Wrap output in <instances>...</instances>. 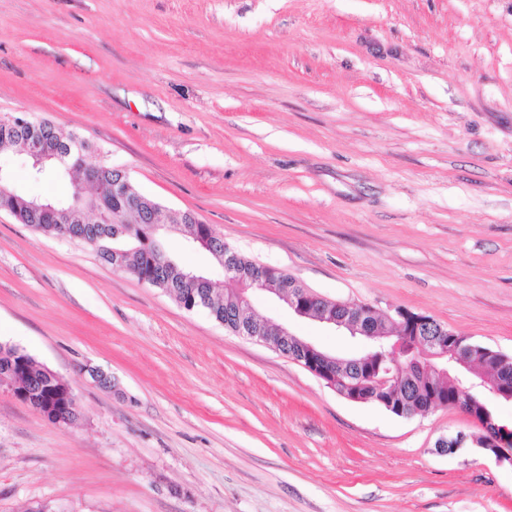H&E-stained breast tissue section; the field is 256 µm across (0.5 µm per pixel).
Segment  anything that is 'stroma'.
<instances>
[{"instance_id":"obj_1","label":"stroma","mask_w":512,"mask_h":512,"mask_svg":"<svg viewBox=\"0 0 512 512\" xmlns=\"http://www.w3.org/2000/svg\"><path fill=\"white\" fill-rule=\"evenodd\" d=\"M18 112L320 296L512 357V0H0V114ZM0 164L32 196L74 191L16 151ZM159 240L223 288L208 252ZM249 297L336 357L362 350ZM0 342L80 411L51 423L0 383V512H512V467L437 451L475 419L349 401L4 211Z\"/></svg>"}]
</instances>
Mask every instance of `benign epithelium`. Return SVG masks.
<instances>
[{
	"label": "benign epithelium",
	"instance_id": "benign-epithelium-1",
	"mask_svg": "<svg viewBox=\"0 0 512 512\" xmlns=\"http://www.w3.org/2000/svg\"><path fill=\"white\" fill-rule=\"evenodd\" d=\"M44 122L31 120L27 115L0 116V135L3 137L23 134V149L37 166L49 165L55 169L69 172L80 169L82 183L89 185L92 192L88 195L77 190L71 201H31L25 202L15 210H9L18 221H31L36 218L49 217L59 224H85L92 219L97 224L117 222V212L112 203L122 202L124 206L139 210L142 219L150 225L148 241L160 247L157 233L164 225L158 223L154 213V204L128 195L130 182L125 169L112 168V185L107 190L98 187L99 179L93 166L86 163L85 158L91 145L80 136L73 134L68 138L49 139L42 130ZM168 215V225L199 224V220L188 211L164 209ZM224 277L234 276L241 283L239 298L234 312L230 313L234 325L232 332L262 343L274 350H279L280 343L293 337L288 327L276 324L270 319L258 318L252 310L248 292L252 289L266 290L287 305L297 316L312 318L328 327L344 328L353 337L375 340L378 349L377 357L369 356L361 360L368 366L374 389L367 394L359 385L350 380L344 371V361L327 352L316 348L304 340H296L304 353L301 365L319 375L326 369L328 373L323 381L336 393L352 402L367 403L377 401L388 410L400 417L414 415L406 402L391 396L390 384L397 383L402 377H412L420 373L435 370L440 374L448 373V368L474 374L473 364L476 346L464 334L448 331V326L436 321L426 314L414 312L404 307L394 309V315L387 320L400 330L402 336L415 337V347L419 349L416 358L400 363L407 354L405 343L401 339H392L389 333H377L371 327L372 319L378 317L375 309L367 305L330 300L317 295L297 279L292 278L277 286L271 285L270 267L262 271H245L238 265V255L229 244H224V260H222ZM512 360L500 357L497 367L499 377L494 383L485 379L475 384L490 389L495 395L512 401ZM484 434L473 438V443L495 458L499 465L512 466V448L506 435L512 433L507 427H501L491 420L482 425ZM466 436L462 433L452 438L442 437L436 443L438 451L452 454L463 446Z\"/></svg>",
	"mask_w": 512,
	"mask_h": 512
}]
</instances>
